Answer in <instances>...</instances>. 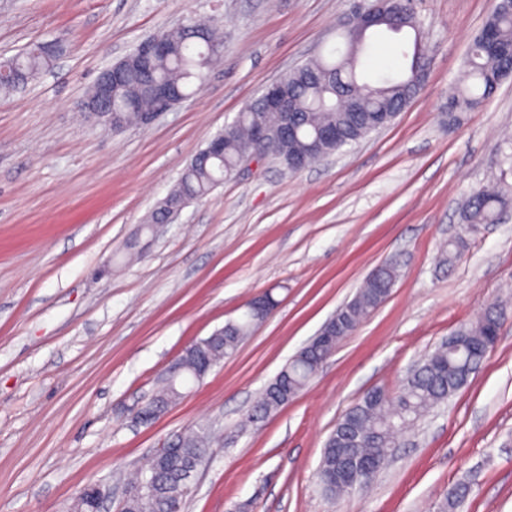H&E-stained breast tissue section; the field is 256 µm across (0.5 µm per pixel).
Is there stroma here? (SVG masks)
<instances>
[{"label":"stroma","instance_id":"stroma-1","mask_svg":"<svg viewBox=\"0 0 512 512\" xmlns=\"http://www.w3.org/2000/svg\"><path fill=\"white\" fill-rule=\"evenodd\" d=\"M352 0H0V58L61 40L53 70L0 94V512H69L113 490L174 435L221 437L183 512H512V322L476 374L339 498L317 471L337 420L512 295V209L466 231L468 193L499 178L512 78L446 121L448 94L493 0H417L428 57L417 97L380 132L299 172L248 163L188 204L151 246L126 245L195 154L269 84L340 47ZM224 30V60L150 126L115 132L79 103L142 39L187 21ZM412 31L370 33L363 67L392 73ZM462 239L451 263L445 242ZM400 275L308 386L257 426L265 386L382 263ZM277 306L238 350L148 423L133 411L193 342L253 297Z\"/></svg>","mask_w":512,"mask_h":512}]
</instances>
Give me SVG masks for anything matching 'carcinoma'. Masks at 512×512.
Segmentation results:
<instances>
[{
	"label": "carcinoma",
	"mask_w": 512,
	"mask_h": 512,
	"mask_svg": "<svg viewBox=\"0 0 512 512\" xmlns=\"http://www.w3.org/2000/svg\"><path fill=\"white\" fill-rule=\"evenodd\" d=\"M379 26L415 33L413 51L402 50L410 59L409 73L390 76L374 84L358 75L366 36H351L341 29L344 49L320 55L301 69L283 77L288 84V115L268 110L254 99L238 113L234 127L223 137V154L197 159L182 172L165 198V204L201 200L233 171L243 153L266 152L283 166L292 159L309 166L347 145L368 136L376 126L390 124L421 89L424 54L419 49L421 32L415 13L403 11L395 18H384ZM167 46L149 63V70L131 65L121 80L112 83V97L107 111L125 125L141 122L142 114L153 106L148 96L152 80L172 86L187 98L193 86L204 83L208 73L224 58V35L215 28L190 21L182 27L166 30ZM62 46L56 42L31 44L15 56L0 60V90L10 92L25 88L37 75L50 71ZM512 76V11L504 7L491 14L471 43L459 84L448 101V118L458 119L464 112L490 99L503 81ZM266 127L278 136L261 142L254 130ZM512 206L506 186H487L472 191L464 204L465 219L471 229L480 224H495ZM399 276L398 266L385 263L377 268L355 296L332 316L335 347L343 337L355 331L388 297ZM495 304L458 330L462 341L450 350L437 347L416 369L395 395L376 387L364 394L337 421L329 435L318 470L323 490L331 497L365 487L388 460L396 435L414 426L434 406L448 400L468 382L466 373L476 372L483 360V346L498 333L499 311ZM262 321L246 310L243 315L217 330V335L197 341L199 348L183 358L184 376L164 383L140 411L156 418L182 397L187 381L198 383L215 365L234 353L240 342ZM324 351L308 343L266 386L256 405L245 418L257 423L288 404L316 375ZM179 448L165 458L150 457L130 483L154 476V483L130 498L127 512H167L173 501L184 502L181 475L207 453L210 431L189 428L178 437Z\"/></svg>",
	"instance_id": "1"
}]
</instances>
